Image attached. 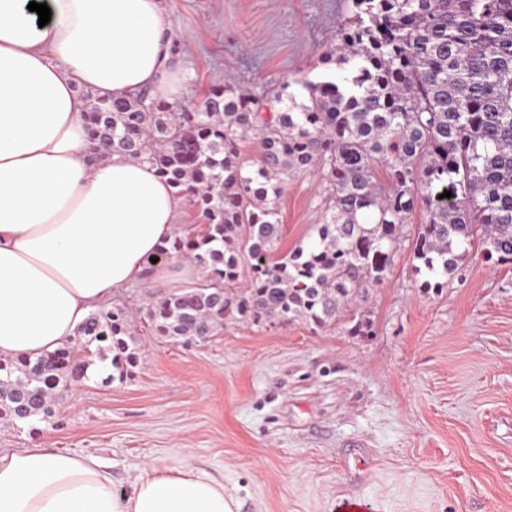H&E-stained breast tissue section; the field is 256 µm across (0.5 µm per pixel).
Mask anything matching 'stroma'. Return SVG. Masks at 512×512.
I'll return each instance as SVG.
<instances>
[{
  "mask_svg": "<svg viewBox=\"0 0 512 512\" xmlns=\"http://www.w3.org/2000/svg\"><path fill=\"white\" fill-rule=\"evenodd\" d=\"M184 100L232 76L252 90L324 74L344 0H165ZM318 168L289 177L282 249L320 214ZM410 243L370 287L372 333L228 320L205 342L147 333L131 380L92 378L59 423L0 422V450L93 457L130 491L145 469L187 466L223 482L238 512H512V265L471 253L436 295Z\"/></svg>",
  "mask_w": 512,
  "mask_h": 512,
  "instance_id": "35a3bbf8",
  "label": "stroma"
}]
</instances>
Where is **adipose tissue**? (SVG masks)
I'll return each mask as SVG.
<instances>
[{
  "mask_svg": "<svg viewBox=\"0 0 512 512\" xmlns=\"http://www.w3.org/2000/svg\"><path fill=\"white\" fill-rule=\"evenodd\" d=\"M0 0V357L76 338L90 311L138 282L172 236L181 200L146 158L93 159L80 88L176 101L164 0ZM190 468L117 491L97 459L40 446L0 451V512H234Z\"/></svg>",
  "mask_w": 512,
  "mask_h": 512,
  "instance_id": "obj_1",
  "label": "adipose tissue"
}]
</instances>
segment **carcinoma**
I'll return each instance as SVG.
<instances>
[{"mask_svg":"<svg viewBox=\"0 0 512 512\" xmlns=\"http://www.w3.org/2000/svg\"><path fill=\"white\" fill-rule=\"evenodd\" d=\"M321 63L318 81L256 94L227 78L191 107L146 90L89 98L93 149L147 157L201 220L153 255L190 259L201 278L140 312L152 335L202 342L241 320L343 324L367 336L370 312H347L386 280L418 209L423 294L448 287L476 246L512 265V0H348ZM252 139L262 147L255 161L240 150ZM313 165L323 176L319 222L283 251L284 185ZM133 326L125 306H104L76 341L0 358V420L39 431L98 361L112 369L102 383L131 378L141 347Z\"/></svg>","mask_w":512,"mask_h":512,"instance_id":"1","label":"carcinoma"}]
</instances>
